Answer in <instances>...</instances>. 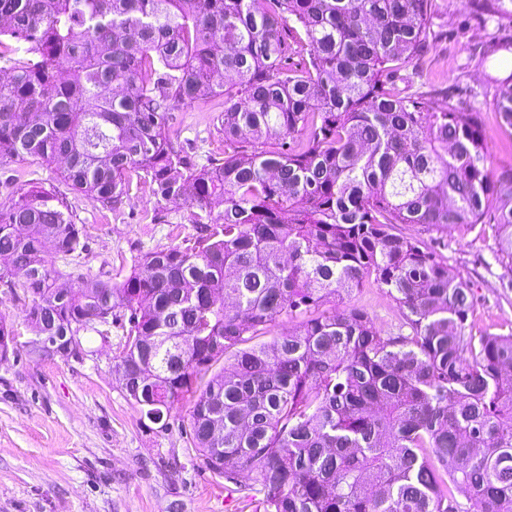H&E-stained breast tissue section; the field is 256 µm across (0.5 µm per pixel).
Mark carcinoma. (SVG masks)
<instances>
[{"label":"carcinoma","instance_id":"1","mask_svg":"<svg viewBox=\"0 0 512 512\" xmlns=\"http://www.w3.org/2000/svg\"><path fill=\"white\" fill-rule=\"evenodd\" d=\"M469 2L512 21V0ZM431 12L0 0V160L63 159L69 189L113 209L144 180L200 227L119 282L65 292L45 256L86 251L83 226L33 185L0 209V281L23 271L34 332L126 320V397L150 420L196 394L193 446L263 512H512V331L473 333V289L399 228L488 224L512 271V166L487 164L477 113L388 88L436 43ZM489 83L512 130V75ZM204 94L224 98V159L200 166L168 120ZM367 282L395 303V329L334 312ZM283 318L293 327L261 340Z\"/></svg>","mask_w":512,"mask_h":512}]
</instances>
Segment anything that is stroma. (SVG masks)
Wrapping results in <instances>:
<instances>
[{
  "label": "stroma",
  "instance_id": "obj_1",
  "mask_svg": "<svg viewBox=\"0 0 512 512\" xmlns=\"http://www.w3.org/2000/svg\"><path fill=\"white\" fill-rule=\"evenodd\" d=\"M433 3L432 27L442 38L411 65L412 80H395L394 87L409 94L448 89L457 111L479 113L491 165L510 166L512 133L502 128L494 91L484 83L494 61L483 50L512 36V22L478 18L466 0ZM223 109L222 98L204 96L170 114V136L197 163L224 156L217 121ZM35 181L65 187L56 165L0 161V208ZM68 199L89 248L77 257L48 256L61 287H80L88 275L123 280L138 257L190 246L198 235L187 204L158 201L146 185L116 211L88 195L72 192ZM403 230L438 248L450 272L471 285L475 330L512 329V289L502 285L492 230L424 224ZM350 302L383 330L398 322L394 302L375 284L355 291ZM81 339L77 355L35 357L22 348L0 360V512H169L175 501L181 512H263L258 494L204 466L184 432L191 398L173 406L164 429L126 398L117 369L126 341L120 325L108 336L87 332Z\"/></svg>",
  "mask_w": 512,
  "mask_h": 512
}]
</instances>
